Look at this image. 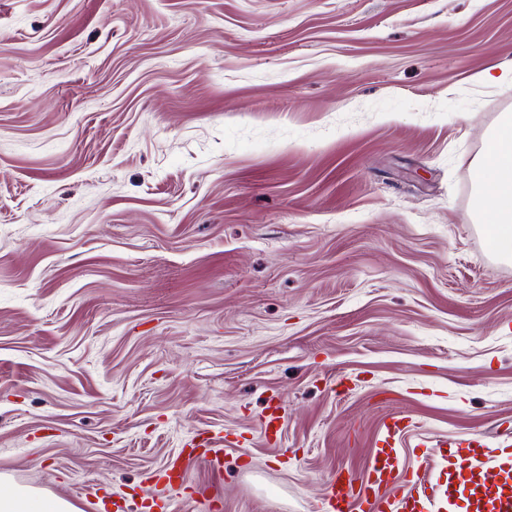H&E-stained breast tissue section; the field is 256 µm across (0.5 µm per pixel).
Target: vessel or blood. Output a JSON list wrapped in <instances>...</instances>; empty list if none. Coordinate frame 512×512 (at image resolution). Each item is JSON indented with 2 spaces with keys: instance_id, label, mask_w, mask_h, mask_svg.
Listing matches in <instances>:
<instances>
[{
  "instance_id": "obj_1",
  "label": "vessel or blood",
  "mask_w": 512,
  "mask_h": 512,
  "mask_svg": "<svg viewBox=\"0 0 512 512\" xmlns=\"http://www.w3.org/2000/svg\"><path fill=\"white\" fill-rule=\"evenodd\" d=\"M410 426L408 416L391 415L384 423L378 446L363 470H337L329 477L323 495L325 512H512V447L491 448L477 434L456 442L440 437L441 465L425 460L410 463L402 436ZM231 440L211 439L181 447L154 476L166 505L189 497L201 512H213L217 494L213 486H190L188 470L206 462L222 471L224 452ZM90 512H144V500L127 497L107 504L88 492Z\"/></svg>"
}]
</instances>
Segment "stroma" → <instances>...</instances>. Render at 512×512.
I'll list each match as a JSON object with an SVG mask.
<instances>
[{"mask_svg":"<svg viewBox=\"0 0 512 512\" xmlns=\"http://www.w3.org/2000/svg\"><path fill=\"white\" fill-rule=\"evenodd\" d=\"M511 67L512 0H0V489L138 492L206 430L254 468L219 512H319L391 414L512 443ZM477 223L494 227L496 251L512 257V115L506 114L492 132L474 171Z\"/></svg>","mask_w":512,"mask_h":512,"instance_id":"35a3bbf8","label":"stroma"}]
</instances>
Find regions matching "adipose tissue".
<instances>
[{
	"label": "adipose tissue",
	"mask_w": 512,
	"mask_h": 512,
	"mask_svg": "<svg viewBox=\"0 0 512 512\" xmlns=\"http://www.w3.org/2000/svg\"><path fill=\"white\" fill-rule=\"evenodd\" d=\"M477 223L494 228L497 252L512 257V115L503 117L492 132L486 151L474 171ZM0 512H75L68 501L36 496L19 488L0 494Z\"/></svg>",
	"instance_id": "1"
}]
</instances>
